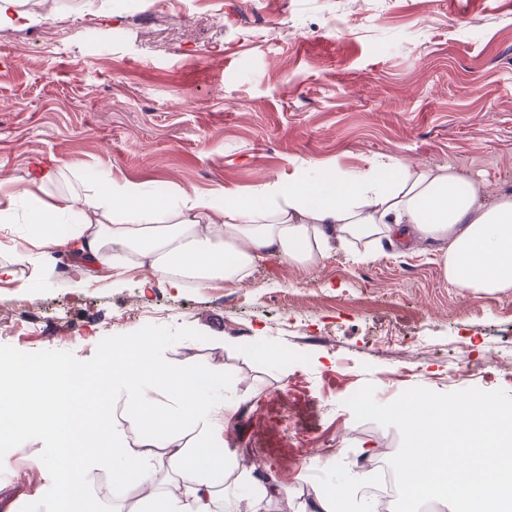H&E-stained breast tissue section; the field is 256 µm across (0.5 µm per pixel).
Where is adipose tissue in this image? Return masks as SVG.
Returning <instances> with one entry per match:
<instances>
[{
	"mask_svg": "<svg viewBox=\"0 0 512 512\" xmlns=\"http://www.w3.org/2000/svg\"><path fill=\"white\" fill-rule=\"evenodd\" d=\"M26 232L12 239L13 265L31 268L33 288L56 275L55 253H70L80 275L119 279L149 266L173 287L239 283L266 255L309 268L338 245L435 246L450 284L471 292L512 288V193L487 200L482 181L449 167L397 159L348 176L295 171L244 198L224 190L161 200L132 183L93 187L78 199L52 195L44 181L17 189L0 174V219L19 204ZM220 365L165 357L143 339L116 347L85 371L46 360H0V436L26 449L29 428L57 443L46 463L61 512H91L88 467L112 473L132 512H223L224 429L233 403Z\"/></svg>",
	"mask_w": 512,
	"mask_h": 512,
	"instance_id": "adipose-tissue-1",
	"label": "adipose tissue"
}]
</instances>
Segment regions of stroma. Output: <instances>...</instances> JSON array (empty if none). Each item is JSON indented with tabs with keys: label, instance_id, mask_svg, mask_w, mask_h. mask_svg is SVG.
Listing matches in <instances>:
<instances>
[{
	"label": "stroma",
	"instance_id": "obj_1",
	"mask_svg": "<svg viewBox=\"0 0 512 512\" xmlns=\"http://www.w3.org/2000/svg\"><path fill=\"white\" fill-rule=\"evenodd\" d=\"M0 27V169L17 188L81 197L92 174L202 195L296 168L352 174L389 157L512 191V0H26ZM95 27L96 47L43 39ZM0 283V358L93 368L102 337L159 336L166 355L220 362L237 400L224 457L260 512H308L314 489L369 512L365 458L396 428L356 420L420 386L512 394V289L452 286L428 246H339L314 268L265 257L246 282L171 287L149 267L119 282ZM224 339L223 346L213 337ZM1 447L0 512L57 504L37 429Z\"/></svg>",
	"mask_w": 512,
	"mask_h": 512
}]
</instances>
